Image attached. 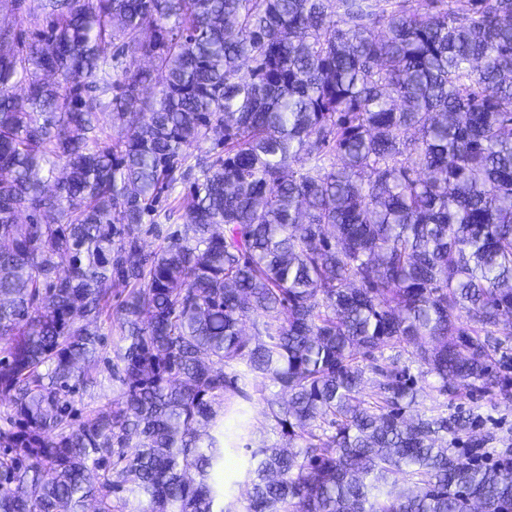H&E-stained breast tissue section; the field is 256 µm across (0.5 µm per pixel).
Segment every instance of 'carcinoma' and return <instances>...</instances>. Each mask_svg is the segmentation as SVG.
Listing matches in <instances>:
<instances>
[{"label": "carcinoma", "instance_id": "obj_1", "mask_svg": "<svg viewBox=\"0 0 512 512\" xmlns=\"http://www.w3.org/2000/svg\"><path fill=\"white\" fill-rule=\"evenodd\" d=\"M410 2L0 0L48 20L0 27V512H512L492 438L414 412L512 398V0ZM166 222L163 218L159 220L158 224H150L147 222L143 224V232L141 234V242L147 252L156 251L160 246H163L166 240L164 239L168 233V224H182L183 221ZM263 401L260 398H254V402L251 409L252 415V431L254 434L245 437L241 444L238 452L234 453L231 458H229L224 467V471L226 473L234 474V479L238 481L237 486L233 487V492L236 497L240 499L246 498L247 487L244 485V476L243 470L241 469V464L244 459H246L248 452L243 448L247 443L258 442L259 440H266L268 443H272L276 440V435L273 434L268 426V422L266 421L263 415Z\"/></svg>", "mask_w": 512, "mask_h": 512}]
</instances>
